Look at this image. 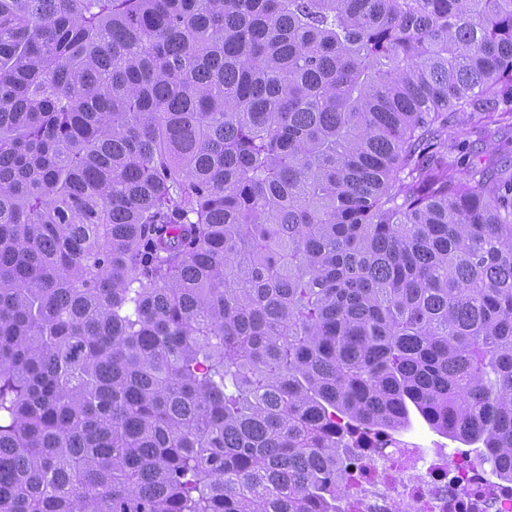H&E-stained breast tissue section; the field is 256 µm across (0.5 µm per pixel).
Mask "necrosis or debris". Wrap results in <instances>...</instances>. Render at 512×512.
Wrapping results in <instances>:
<instances>
[{
  "mask_svg": "<svg viewBox=\"0 0 512 512\" xmlns=\"http://www.w3.org/2000/svg\"><path fill=\"white\" fill-rule=\"evenodd\" d=\"M358 454L341 512H512V484L494 481L475 459L451 461L387 438Z\"/></svg>",
  "mask_w": 512,
  "mask_h": 512,
  "instance_id": "1",
  "label": "necrosis or debris"
}]
</instances>
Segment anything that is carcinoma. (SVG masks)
Wrapping results in <instances>:
<instances>
[{
  "label": "carcinoma",
  "instance_id": "carcinoma-1",
  "mask_svg": "<svg viewBox=\"0 0 512 512\" xmlns=\"http://www.w3.org/2000/svg\"><path fill=\"white\" fill-rule=\"evenodd\" d=\"M512 0H0V512H337L410 426L512 484ZM512 131L502 130L494 139L480 137L467 127L448 128V142L461 143L463 148L451 153L460 168L478 166L496 176L512 175Z\"/></svg>",
  "mask_w": 512,
  "mask_h": 512
}]
</instances>
